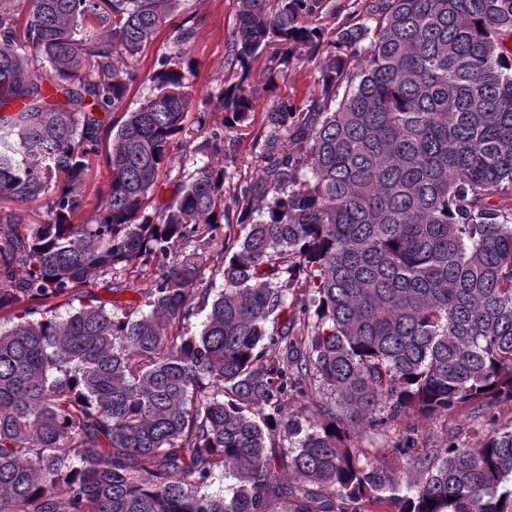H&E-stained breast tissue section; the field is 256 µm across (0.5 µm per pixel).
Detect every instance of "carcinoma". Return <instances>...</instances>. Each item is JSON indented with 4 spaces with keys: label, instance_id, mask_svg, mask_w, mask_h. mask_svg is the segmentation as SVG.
<instances>
[{
    "label": "carcinoma",
    "instance_id": "carcinoma-1",
    "mask_svg": "<svg viewBox=\"0 0 512 512\" xmlns=\"http://www.w3.org/2000/svg\"><path fill=\"white\" fill-rule=\"evenodd\" d=\"M25 2L21 24L0 0V512H512L495 416L512 406V0H370L342 19L330 0H239L221 120L188 134L193 84L165 58L102 160L105 117L182 0ZM302 60L322 94L267 113L268 164L233 195L242 236H221L226 173L208 162L147 211L177 138L224 154L252 66L272 81ZM283 131L306 146L276 155ZM101 161L105 198L77 224ZM40 199L47 222L24 208ZM219 241L214 295L200 258ZM131 268L155 275L142 307L96 303L94 281ZM69 295L87 302L63 316ZM448 414L492 428L389 435Z\"/></svg>",
    "mask_w": 512,
    "mask_h": 512
}]
</instances>
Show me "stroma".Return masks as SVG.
Listing matches in <instances>:
<instances>
[{"instance_id":"stroma-1","label":"stroma","mask_w":512,"mask_h":512,"mask_svg":"<svg viewBox=\"0 0 512 512\" xmlns=\"http://www.w3.org/2000/svg\"><path fill=\"white\" fill-rule=\"evenodd\" d=\"M237 13L238 0H184L181 11L174 13L171 22L153 34L139 56V78L130 86L121 108L110 114L111 124L119 125L124 113L138 108L150 95L153 88L150 78L157 70L159 60L175 52L177 29L189 20L197 28L189 62L193 70L195 94L201 103L188 113L186 125L192 129L197 128L204 111L218 106V97L225 82L233 76L227 64V56L229 40L238 20ZM267 77L263 66H254L249 74V82L257 88L258 94L249 124L225 130L224 152L213 158L215 166L224 167L227 173L224 182L225 198H232L236 186L254 177L263 165L261 156L268 131L267 113L277 107L281 98H288L290 103L302 108L320 93V75L313 62L293 64L287 72V87L283 90L270 87ZM198 159V154L184 146L174 147L170 151L150 197L152 206H160L174 197L178 177L192 172Z\"/></svg>"}]
</instances>
